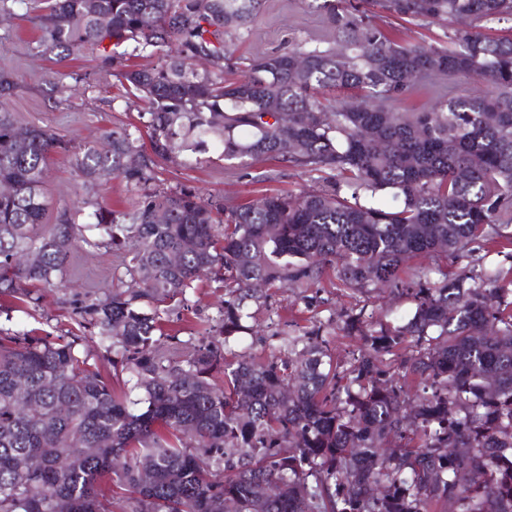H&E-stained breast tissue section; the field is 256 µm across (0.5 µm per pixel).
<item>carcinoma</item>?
Masks as SVG:
<instances>
[{
    "label": "carcinoma",
    "mask_w": 512,
    "mask_h": 512,
    "mask_svg": "<svg viewBox=\"0 0 512 512\" xmlns=\"http://www.w3.org/2000/svg\"><path fill=\"white\" fill-rule=\"evenodd\" d=\"M362 2L452 25L443 44L404 45L353 0H319L345 51L257 53L228 81L227 38L258 0H44L43 51L109 70L107 45L127 42L159 61L121 73L147 101V145L126 127L78 147L30 127L19 142L17 83L0 72V183L12 187L0 195V295L39 306L37 289L64 288L86 247L112 249L123 268L76 311L110 373L71 331L0 329V512H512V280L487 289L480 272L439 266L402 276L410 259L456 263L476 242L512 262V0ZM501 22L508 33H487ZM458 74L490 91L397 108L416 84ZM346 90L359 98L324 102ZM57 149L83 184L117 177L138 201L45 223ZM211 149L277 159L312 186L220 205L151 185L159 162ZM328 264L338 287L394 288L411 314L394 326L348 313L359 346L343 363L319 325L236 350L249 302L268 309L271 291L309 288ZM204 276L224 288V339L184 354L164 315Z\"/></svg>",
    "instance_id": "carcinoma-1"
}]
</instances>
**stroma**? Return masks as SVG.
Segmentation results:
<instances>
[{
    "label": "stroma",
    "mask_w": 512,
    "mask_h": 512,
    "mask_svg": "<svg viewBox=\"0 0 512 512\" xmlns=\"http://www.w3.org/2000/svg\"><path fill=\"white\" fill-rule=\"evenodd\" d=\"M24 12V7L18 5L8 11L0 10V70L10 73L20 85L10 102L19 125L39 126L56 137L79 143L98 140L105 131L137 123L146 104L131 95L121 73L146 65V57L133 55L128 45L116 46L113 73L108 77L101 73L97 62L86 57L57 62L55 57L39 54L40 33L24 19ZM324 30L321 13L301 0H262L250 29L235 39L224 75L238 77L239 62L254 51L283 53L297 41L321 35ZM158 177L163 188L185 184L203 195L241 204L267 194L294 195L308 184L306 176L277 160H227L213 150L202 154L200 163L189 167L162 165ZM45 193L50 201L46 217L50 224L55 223L60 210L74 202H100L121 210L133 195L131 188L118 178L103 185H83L69 156L61 152L50 156ZM113 265L111 250L79 251L66 270L71 288L47 293L41 306L20 311L10 297L0 295V327L32 330L39 336L74 329V299L87 294L100 296L110 289ZM273 302L278 316L272 319L266 311H258L250 337L253 344H261L276 331L296 335L320 322L332 352L340 361L358 346L357 337L346 333V310L360 306L376 313L389 308L405 315L411 311L410 301L394 297L390 289L368 287L349 294L337 288L331 276L305 293L297 289L277 293ZM223 307V289L206 280L199 282L187 302L171 311L165 331L188 340L203 321L218 319Z\"/></svg>",
    "instance_id": "35a3bbf8"
}]
</instances>
